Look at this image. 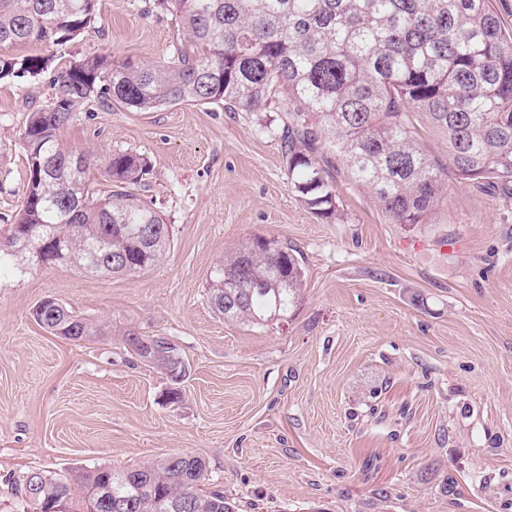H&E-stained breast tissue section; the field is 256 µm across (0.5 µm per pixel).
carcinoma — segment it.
I'll return each instance as SVG.
<instances>
[{
	"label": "carcinoma",
	"mask_w": 512,
	"mask_h": 512,
	"mask_svg": "<svg viewBox=\"0 0 512 512\" xmlns=\"http://www.w3.org/2000/svg\"><path fill=\"white\" fill-rule=\"evenodd\" d=\"M99 0H0V48L63 45L94 22ZM181 25L173 60L116 62L101 55L57 73L56 99L31 113L23 142L29 180L18 213L0 231V271L24 273L7 246L45 257L69 253L92 274L157 265L170 248L164 214L132 192L148 174L137 155L109 156V190L94 186L88 157L59 141L93 98L149 110L221 104L263 112L288 95L283 120L288 180L318 217L336 216V184L323 163L343 161L348 180L369 190L389 223H435L448 182H488L512 198V29L493 0H152ZM41 57L0 55V81L36 76ZM446 140V157L426 152L422 130ZM305 279L300 253L257 236L224 255L208 300L224 321L264 326L288 317ZM47 333L80 341L101 327L55 301L36 306ZM128 334L147 364L183 362L175 343ZM13 512H235L208 487L205 459L175 453L132 468L98 464L64 473L7 475Z\"/></svg>",
	"instance_id": "carcinoma-1"
}]
</instances>
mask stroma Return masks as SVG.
<instances>
[{
    "instance_id": "obj_1",
    "label": "stroma",
    "mask_w": 512,
    "mask_h": 512,
    "mask_svg": "<svg viewBox=\"0 0 512 512\" xmlns=\"http://www.w3.org/2000/svg\"><path fill=\"white\" fill-rule=\"evenodd\" d=\"M179 42L171 14L102 0L66 45L11 48L49 66L0 81V227L24 198L22 134L55 99L57 72L101 54L167 61ZM284 102L227 112L96 99L61 130L100 189L110 154L144 158L135 192L163 211L172 241L161 264L126 275L67 263L0 274L1 504L16 497L7 474L191 453L239 512H512V199L454 180L435 224L410 230L338 163L337 215L320 219L262 130ZM258 235L300 252L302 299L264 327L225 322L207 280ZM47 297L103 335L45 332L33 310ZM132 329L179 345L181 381L125 344Z\"/></svg>"
}]
</instances>
